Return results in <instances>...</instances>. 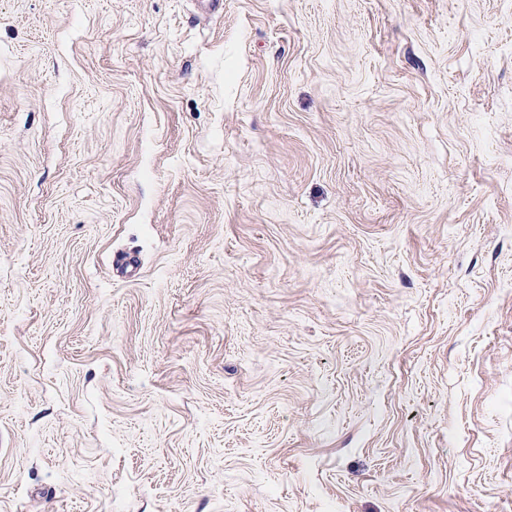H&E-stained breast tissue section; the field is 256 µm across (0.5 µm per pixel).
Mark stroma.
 I'll return each instance as SVG.
<instances>
[{"instance_id":"35a3bbf8","label":"stroma","mask_w":512,"mask_h":512,"mask_svg":"<svg viewBox=\"0 0 512 512\" xmlns=\"http://www.w3.org/2000/svg\"><path fill=\"white\" fill-rule=\"evenodd\" d=\"M0 512H512V0H0Z\"/></svg>"}]
</instances>
